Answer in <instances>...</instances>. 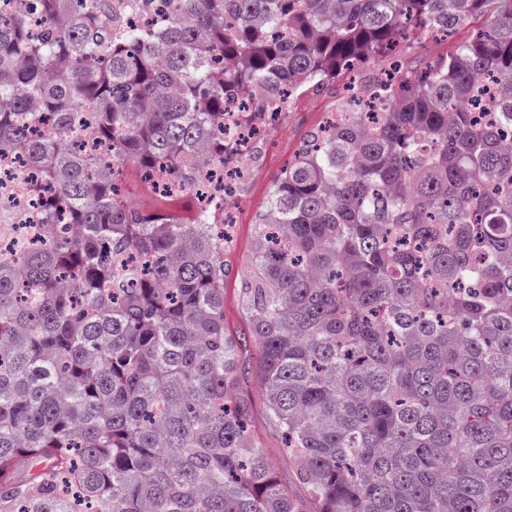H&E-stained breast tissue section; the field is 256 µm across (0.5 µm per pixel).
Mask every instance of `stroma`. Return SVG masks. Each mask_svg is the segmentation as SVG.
I'll use <instances>...</instances> for the list:
<instances>
[{
    "mask_svg": "<svg viewBox=\"0 0 512 512\" xmlns=\"http://www.w3.org/2000/svg\"><path fill=\"white\" fill-rule=\"evenodd\" d=\"M481 20L438 39L426 40L414 35L399 38L397 47L404 51L408 62L417 66L447 56L453 46L481 28ZM336 105V98L327 92L306 91L291 100L287 111L279 113L265 128L256 158L246 178L224 198V207L233 214L231 244L224 253V322L230 332L241 334L247 328V312L243 302L246 273L253 260L256 242V224L265 209L274 182L292 162L307 136L322 125L328 112ZM129 204L144 212L168 210L181 216H191L196 209L193 195L163 197L145 187L136 171L126 176ZM237 357L245 373L235 393L250 415V429L259 449L274 466L283 487L293 497L306 499L307 490L301 483L285 454L283 440L273 425L260 390L257 364L258 347L243 342Z\"/></svg>",
    "mask_w": 512,
    "mask_h": 512,
    "instance_id": "1",
    "label": "stroma"
}]
</instances>
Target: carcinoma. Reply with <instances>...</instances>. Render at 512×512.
I'll return each mask as SVG.
<instances>
[{"mask_svg":"<svg viewBox=\"0 0 512 512\" xmlns=\"http://www.w3.org/2000/svg\"><path fill=\"white\" fill-rule=\"evenodd\" d=\"M15 0L0 155L53 239L0 254V512H512V0ZM43 17L40 33L31 16ZM490 14L420 72L346 86L277 179L244 295L280 487L234 395L224 114ZM128 203L143 212L168 210L183 217H190L196 210V199L193 195L163 197L145 187L135 170L130 169L126 176Z\"/></svg>","mask_w":512,"mask_h":512,"instance_id":"carcinoma-1","label":"carcinoma"}]
</instances>
